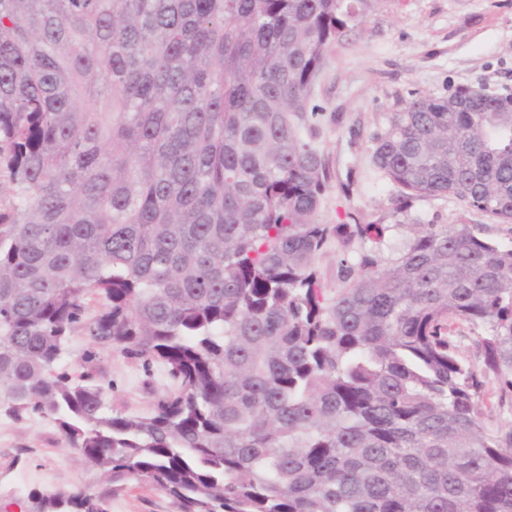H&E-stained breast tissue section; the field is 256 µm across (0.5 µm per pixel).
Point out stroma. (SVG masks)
<instances>
[{
    "instance_id": "obj_1",
    "label": "stroma",
    "mask_w": 512,
    "mask_h": 512,
    "mask_svg": "<svg viewBox=\"0 0 512 512\" xmlns=\"http://www.w3.org/2000/svg\"><path fill=\"white\" fill-rule=\"evenodd\" d=\"M512 93V0H372L363 22L328 52L315 101L323 109L317 141L332 172L318 220L336 224L355 213L364 224H389L391 239L406 224L465 223L497 244L512 246V224L493 223L451 196L414 200L394 209V187L371 162L374 136L414 94L457 87ZM89 342L75 332L65 358L74 373H93L113 407L150 413L173 389L165 368L117 351L87 358ZM103 481L68 448L53 421L0 412V512H21L35 489L99 488ZM111 512H177L158 486L130 481Z\"/></svg>"
}]
</instances>
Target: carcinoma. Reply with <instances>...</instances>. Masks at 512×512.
<instances>
[{"label": "carcinoma", "mask_w": 512, "mask_h": 512, "mask_svg": "<svg viewBox=\"0 0 512 512\" xmlns=\"http://www.w3.org/2000/svg\"><path fill=\"white\" fill-rule=\"evenodd\" d=\"M368 7L0 0V406L52 419L109 484L24 512H109L131 479L178 512H512V429L483 400L494 380L512 407V248L317 219L314 90ZM372 162L400 212L451 195L512 224V93L418 95ZM79 329L175 389L112 408L62 367ZM322 282L327 288L335 291L339 286L336 278V243L326 252L318 262Z\"/></svg>", "instance_id": "obj_1"}]
</instances>
